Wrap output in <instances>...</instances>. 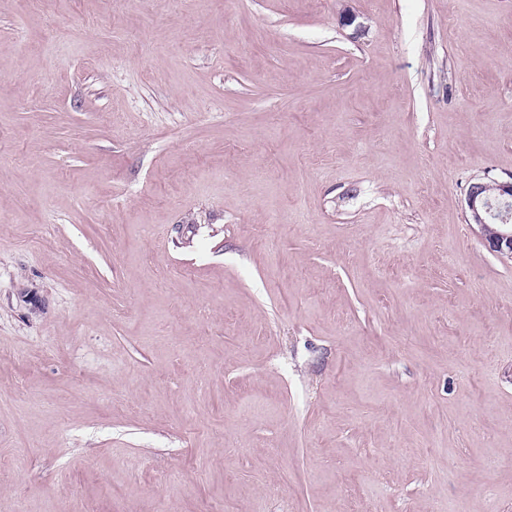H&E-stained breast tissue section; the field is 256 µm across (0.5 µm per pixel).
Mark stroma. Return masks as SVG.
<instances>
[{"label":"stroma","mask_w":512,"mask_h":512,"mask_svg":"<svg viewBox=\"0 0 512 512\" xmlns=\"http://www.w3.org/2000/svg\"><path fill=\"white\" fill-rule=\"evenodd\" d=\"M512 0H0V512H512ZM468 223L479 228V237L489 252L512 261V220L507 211L512 204V178L473 183L467 195ZM497 220L494 228L490 222Z\"/></svg>","instance_id":"obj_1"}]
</instances>
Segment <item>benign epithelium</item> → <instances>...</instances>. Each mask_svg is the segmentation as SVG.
Returning <instances> with one entry per match:
<instances>
[{
    "instance_id": "1",
    "label": "benign epithelium",
    "mask_w": 512,
    "mask_h": 512,
    "mask_svg": "<svg viewBox=\"0 0 512 512\" xmlns=\"http://www.w3.org/2000/svg\"><path fill=\"white\" fill-rule=\"evenodd\" d=\"M512 179H489L471 185L467 195L468 223L479 228L489 252L512 260Z\"/></svg>"
}]
</instances>
